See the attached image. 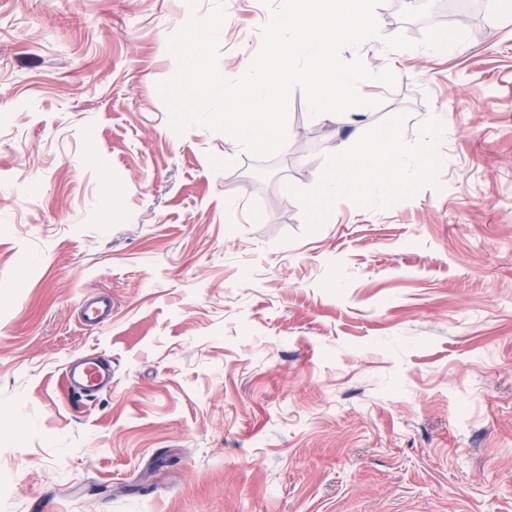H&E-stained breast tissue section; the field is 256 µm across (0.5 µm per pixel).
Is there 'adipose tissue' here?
<instances>
[{
  "label": "adipose tissue",
  "mask_w": 512,
  "mask_h": 512,
  "mask_svg": "<svg viewBox=\"0 0 512 512\" xmlns=\"http://www.w3.org/2000/svg\"><path fill=\"white\" fill-rule=\"evenodd\" d=\"M399 154L400 144L394 127L383 128L360 140L354 152L343 153L336 176L317 183L309 197L310 206L321 208L338 188L348 183L364 186L371 195H384L399 176L395 165Z\"/></svg>",
  "instance_id": "obj_1"
}]
</instances>
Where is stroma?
I'll use <instances>...</instances> for the list:
<instances>
[{
  "label": "stroma",
  "mask_w": 512,
  "mask_h": 512,
  "mask_svg": "<svg viewBox=\"0 0 512 512\" xmlns=\"http://www.w3.org/2000/svg\"><path fill=\"white\" fill-rule=\"evenodd\" d=\"M223 2L235 78L269 12ZM486 3L437 51L386 0L342 52L394 73L358 87L380 107L294 92L260 161L170 125L185 0H0V512H512V0ZM392 122L401 181L310 211ZM88 352L111 388L60 390Z\"/></svg>",
  "instance_id": "1"
}]
</instances>
